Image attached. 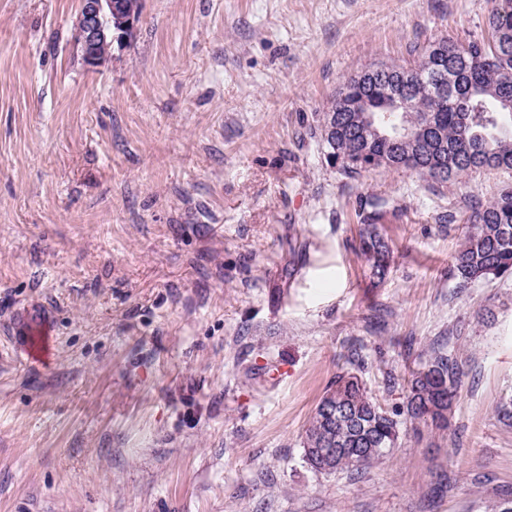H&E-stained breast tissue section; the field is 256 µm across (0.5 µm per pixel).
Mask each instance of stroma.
Returning a JSON list of instances; mask_svg holds the SVG:
<instances>
[{
	"instance_id": "stroma-1",
	"label": "stroma",
	"mask_w": 512,
	"mask_h": 512,
	"mask_svg": "<svg viewBox=\"0 0 512 512\" xmlns=\"http://www.w3.org/2000/svg\"><path fill=\"white\" fill-rule=\"evenodd\" d=\"M80 0H0V512H490L512 497V278L458 287L470 208L512 187L355 176L311 135L342 82L486 35L493 0H144L82 62ZM381 201L385 279L359 250ZM49 341L30 358L25 333ZM358 473L303 459L337 376L402 409ZM463 372L457 361L448 356L437 355L414 369L407 381L406 414L412 421L430 419L435 426L448 429L450 419L436 423L430 415L429 406L435 404L440 387L450 393L452 401L461 386Z\"/></svg>"
}]
</instances>
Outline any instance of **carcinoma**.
<instances>
[{
    "mask_svg": "<svg viewBox=\"0 0 512 512\" xmlns=\"http://www.w3.org/2000/svg\"><path fill=\"white\" fill-rule=\"evenodd\" d=\"M488 38L459 44L443 38L444 52L434 43L417 51L413 64L372 63L347 78L323 113L318 129L327 157L345 174L374 168L410 170L424 181L457 179L490 155L493 168L512 169V110L503 111L501 92L512 89V0H498L489 16ZM407 93L410 112L381 111L383 102ZM363 101L371 112H352L348 103ZM410 138H394L396 123ZM468 231L454 256L450 273L461 288L486 278L512 277V190L474 208ZM361 247L375 274L385 275L388 247L375 227V215L361 216ZM463 372L443 355L414 369L407 381L406 414L412 421L435 420L429 406L439 390L456 397ZM367 392L350 374L337 377L318 402L305 430L306 463L324 472L359 470L357 449L369 450L368 462L386 457L400 435L397 416Z\"/></svg>",
    "mask_w": 512,
    "mask_h": 512,
    "instance_id": "carcinoma-1",
    "label": "carcinoma"
}]
</instances>
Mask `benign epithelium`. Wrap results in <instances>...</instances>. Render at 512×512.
<instances>
[{
	"instance_id": "7a95c632",
	"label": "benign epithelium",
	"mask_w": 512,
	"mask_h": 512,
	"mask_svg": "<svg viewBox=\"0 0 512 512\" xmlns=\"http://www.w3.org/2000/svg\"><path fill=\"white\" fill-rule=\"evenodd\" d=\"M138 24L124 14L123 0H80L76 39L83 48V62L101 68L112 56V46L123 44Z\"/></svg>"
}]
</instances>
